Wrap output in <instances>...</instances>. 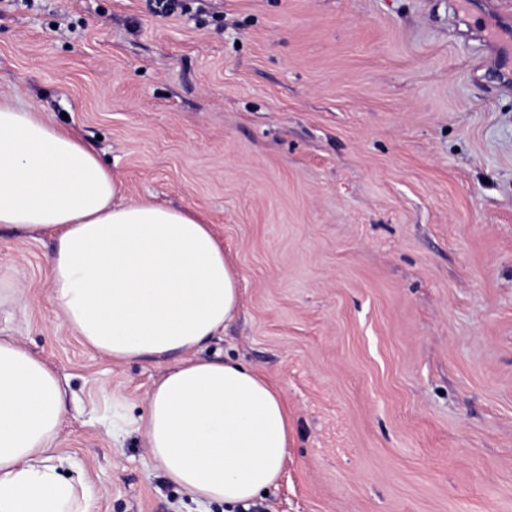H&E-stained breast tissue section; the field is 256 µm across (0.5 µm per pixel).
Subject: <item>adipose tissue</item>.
Wrapping results in <instances>:
<instances>
[{"instance_id": "ef3b65f1", "label": "adipose tissue", "mask_w": 512, "mask_h": 512, "mask_svg": "<svg viewBox=\"0 0 512 512\" xmlns=\"http://www.w3.org/2000/svg\"><path fill=\"white\" fill-rule=\"evenodd\" d=\"M123 194L91 147L0 100V233L53 234L48 299L84 346L167 364L134 420L167 481L248 505L283 471L289 418L262 374L196 355L237 315V274L192 209ZM65 414L55 372L0 337V512H90L88 475L55 446Z\"/></svg>"}]
</instances>
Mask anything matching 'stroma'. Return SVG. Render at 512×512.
<instances>
[{
    "label": "stroma",
    "instance_id": "stroma-1",
    "mask_svg": "<svg viewBox=\"0 0 512 512\" xmlns=\"http://www.w3.org/2000/svg\"><path fill=\"white\" fill-rule=\"evenodd\" d=\"M0 0V98L94 148L128 201L196 210L242 310L206 349L289 413L266 512H512V0ZM51 235L0 236V336L59 375L92 512L202 510L142 436L165 367L83 346Z\"/></svg>",
    "mask_w": 512,
    "mask_h": 512
}]
</instances>
